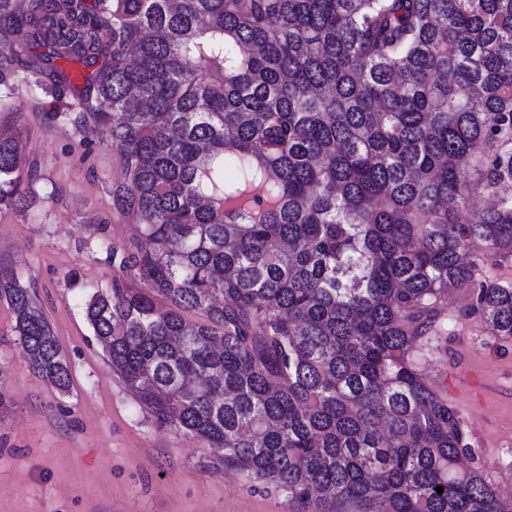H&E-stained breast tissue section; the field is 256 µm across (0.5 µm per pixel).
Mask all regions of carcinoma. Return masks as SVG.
Segmentation results:
<instances>
[{"label":"carcinoma","instance_id":"obj_1","mask_svg":"<svg viewBox=\"0 0 512 512\" xmlns=\"http://www.w3.org/2000/svg\"><path fill=\"white\" fill-rule=\"evenodd\" d=\"M57 59L95 67L79 94ZM21 72L120 153L139 235L85 312L159 425L297 512H512L424 369L451 288L512 339V284L480 276L512 197L457 219L512 183V0H0V85ZM39 180L1 135L0 210ZM0 303L67 389L36 292L0 268Z\"/></svg>","mask_w":512,"mask_h":512}]
</instances>
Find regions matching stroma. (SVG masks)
Segmentation results:
<instances>
[{
    "instance_id": "obj_1",
    "label": "stroma",
    "mask_w": 512,
    "mask_h": 512,
    "mask_svg": "<svg viewBox=\"0 0 512 512\" xmlns=\"http://www.w3.org/2000/svg\"><path fill=\"white\" fill-rule=\"evenodd\" d=\"M62 109L33 78L0 87V124L21 114L25 153L41 174L32 210L0 211V266L34 285L70 367L68 391L38 378L0 304V384L11 398L0 413V512H295L287 492L224 467L201 440L161 428L113 374L85 301L114 276L103 241L133 239L112 209L121 157L69 123L44 126L42 113ZM465 304L464 291L449 293L445 334L425 371L441 388L449 374L466 377L470 364L486 378L479 405L462 417L473 448L499 443L485 468L493 482L497 469H512V339L465 316Z\"/></svg>"
}]
</instances>
